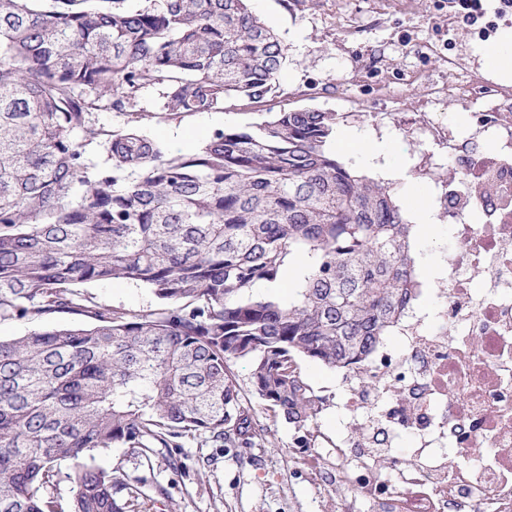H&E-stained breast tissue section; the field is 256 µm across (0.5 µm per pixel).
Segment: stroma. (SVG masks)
<instances>
[{"mask_svg": "<svg viewBox=\"0 0 512 512\" xmlns=\"http://www.w3.org/2000/svg\"><path fill=\"white\" fill-rule=\"evenodd\" d=\"M253 7L288 47V63L267 109L241 102L168 120L160 114L158 93L151 91L139 102L147 112L141 132L163 142L170 132L183 133L189 152L213 129L243 127L262 121L266 111L285 108L336 112L341 126L399 137L407 175L419 177L438 212L432 231L414 239L418 267L442 265L454 245L443 184L458 162L486 146L477 140L449 157L441 146L417 138L415 128L430 116L442 129L460 132L476 126L482 99L512 95V79L487 71L479 54L512 28V14L492 17L480 31L452 18L448 0H255ZM448 84L459 85V92L435 99L433 89ZM86 290L130 314L157 305L148 288L130 281L90 284ZM300 367L322 399L312 430L325 442L347 437L346 412L336 405L346 394L344 370L307 359ZM233 372L244 403L265 431L255 447L224 448L198 436L147 457L115 446L97 456V465L116 470L140 490L135 512H341L356 493L336 484L335 457L319 460L323 478L315 480L295 454L296 427L259 407L249 365L237 362ZM177 457L185 459L186 469H174Z\"/></svg>", "mask_w": 512, "mask_h": 512, "instance_id": "1", "label": "stroma"}]
</instances>
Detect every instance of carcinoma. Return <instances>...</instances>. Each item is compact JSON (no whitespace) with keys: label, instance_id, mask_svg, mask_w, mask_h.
Segmentation results:
<instances>
[{"label":"carcinoma","instance_id":"1","mask_svg":"<svg viewBox=\"0 0 512 512\" xmlns=\"http://www.w3.org/2000/svg\"><path fill=\"white\" fill-rule=\"evenodd\" d=\"M287 61L251 0H0V321L75 316L0 338V512H62L42 489L63 462L68 512H129L93 464L114 445L252 447L236 361L265 410L306 426L299 359L364 365L419 294L413 224L336 155L339 113L283 109L189 153L93 122L150 88L169 118L263 103ZM298 257L293 299L256 293ZM113 280L158 307L80 291ZM81 290L95 296L100 303L129 314H137L157 307V301L150 290L131 281L90 284Z\"/></svg>","mask_w":512,"mask_h":512}]
</instances>
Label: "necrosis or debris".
Listing matches in <instances>:
<instances>
[{
    "mask_svg": "<svg viewBox=\"0 0 512 512\" xmlns=\"http://www.w3.org/2000/svg\"><path fill=\"white\" fill-rule=\"evenodd\" d=\"M499 150L462 164L445 203L457 245L433 315L408 308L394 346L346 374L351 439L336 443L337 484L373 512H512V113L477 130ZM494 174V206L465 202ZM415 443L410 461L367 455L377 437ZM481 448L462 465L448 448Z\"/></svg>",
    "mask_w": 512,
    "mask_h": 512,
    "instance_id": "necrosis-or-debris-1",
    "label": "necrosis or debris"
}]
</instances>
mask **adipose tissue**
Instances as JSON below:
<instances>
[{
	"instance_id": "ef3b65f1",
	"label": "adipose tissue",
	"mask_w": 512,
	"mask_h": 512,
	"mask_svg": "<svg viewBox=\"0 0 512 512\" xmlns=\"http://www.w3.org/2000/svg\"><path fill=\"white\" fill-rule=\"evenodd\" d=\"M336 147L386 179L396 182L404 176L405 168L396 138L378 139L352 129H344L336 134Z\"/></svg>"
}]
</instances>
